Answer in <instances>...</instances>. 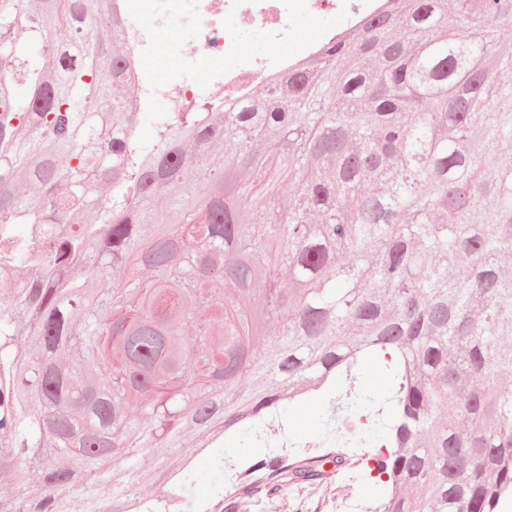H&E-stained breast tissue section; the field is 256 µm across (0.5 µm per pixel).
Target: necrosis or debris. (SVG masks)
Wrapping results in <instances>:
<instances>
[{
    "label": "necrosis or debris",
    "mask_w": 512,
    "mask_h": 512,
    "mask_svg": "<svg viewBox=\"0 0 512 512\" xmlns=\"http://www.w3.org/2000/svg\"><path fill=\"white\" fill-rule=\"evenodd\" d=\"M339 7L359 16L361 0H195L188 21L191 33L189 49L202 57H218L216 66L203 77L187 82L182 90L186 100H203L218 109L224 103L249 98L255 89L272 88L273 78L291 66L288 56H268L243 60L224 44V19L234 16L247 27L267 28L270 39L287 42L289 18L300 11L320 13ZM115 10L124 20L127 54L132 59L150 56L157 30L166 16L161 0H115ZM47 231L44 225H0V267L14 252L17 242H24L35 253H44Z\"/></svg>",
    "instance_id": "1"
}]
</instances>
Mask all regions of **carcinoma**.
Instances as JSON below:
<instances>
[{
    "mask_svg": "<svg viewBox=\"0 0 512 512\" xmlns=\"http://www.w3.org/2000/svg\"><path fill=\"white\" fill-rule=\"evenodd\" d=\"M113 2L0 0V224L59 225L49 275L19 249V287L0 295V482L39 475L0 512H91L103 484L127 512V496L154 498L147 465L169 499L192 502L203 475L222 493L240 451L299 397L315 424L379 417L361 437L382 442L376 512H497L512 493V392L499 387L512 370V87L492 74L512 70L496 34L512 0H454L451 14L445 0H382L265 97L157 122L114 52ZM18 29L43 51H1ZM116 273L133 285L88 295ZM284 310L281 333L255 342ZM188 322L199 344L186 357ZM339 385L351 401L327 403ZM145 392L146 415L128 413ZM230 431L238 444L215 446ZM171 454L190 461L178 484ZM326 460L257 457L239 492L323 480ZM332 461L357 467L340 450Z\"/></svg>",
    "mask_w": 512,
    "mask_h": 512,
    "instance_id": "carcinoma-1",
    "label": "carcinoma"
}]
</instances>
